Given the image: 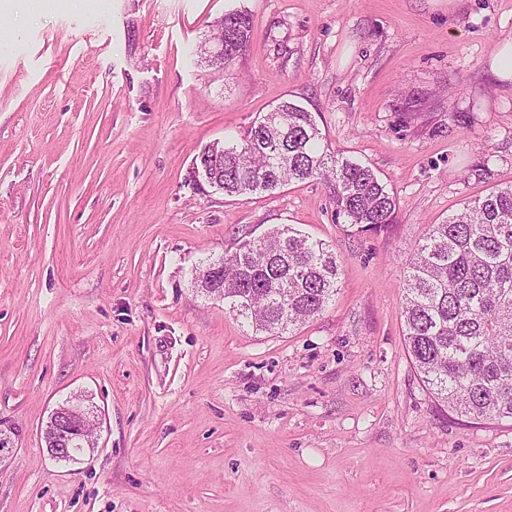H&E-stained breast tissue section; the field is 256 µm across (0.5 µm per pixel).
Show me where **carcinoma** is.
Instances as JSON below:
<instances>
[{"label":"carcinoma","mask_w":512,"mask_h":512,"mask_svg":"<svg viewBox=\"0 0 512 512\" xmlns=\"http://www.w3.org/2000/svg\"><path fill=\"white\" fill-rule=\"evenodd\" d=\"M232 67L249 45L252 17L219 19ZM315 115L282 100L258 117L245 139L205 147L193 181L229 197L322 179L335 218L362 231L395 221L398 203L365 164L321 148ZM339 266L330 245L279 225L224 254V288L200 287L257 333L281 334L319 315L336 294ZM405 343L422 382L452 413L512 419V186L467 203L431 224L411 246L403 276Z\"/></svg>","instance_id":"carcinoma-1"}]
</instances>
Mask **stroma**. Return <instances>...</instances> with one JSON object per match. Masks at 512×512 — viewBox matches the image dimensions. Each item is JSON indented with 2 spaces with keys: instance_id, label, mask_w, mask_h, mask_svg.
Returning a JSON list of instances; mask_svg holds the SVG:
<instances>
[{
  "instance_id": "1",
  "label": "stroma",
  "mask_w": 512,
  "mask_h": 512,
  "mask_svg": "<svg viewBox=\"0 0 512 512\" xmlns=\"http://www.w3.org/2000/svg\"><path fill=\"white\" fill-rule=\"evenodd\" d=\"M248 12L229 71L196 52ZM512 0H13L0 10V512H512V420L452 414L404 341L409 246L512 185ZM366 163L396 223H336L320 180L187 179L280 100ZM331 245L336 295L279 336L200 293L242 238ZM96 444L51 459L74 396ZM489 68L498 81L512 83V38L499 42L490 57Z\"/></svg>"
}]
</instances>
